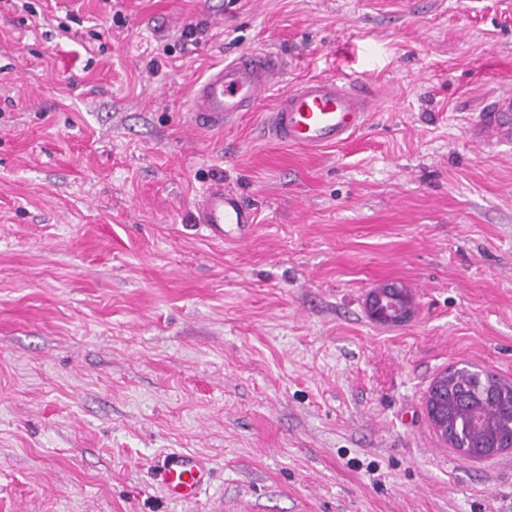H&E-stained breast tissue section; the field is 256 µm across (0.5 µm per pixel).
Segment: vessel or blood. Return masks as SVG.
Here are the masks:
<instances>
[{"mask_svg":"<svg viewBox=\"0 0 512 512\" xmlns=\"http://www.w3.org/2000/svg\"><path fill=\"white\" fill-rule=\"evenodd\" d=\"M280 72L275 55L252 50L213 66L194 89L193 123L221 128L264 102L268 109L263 127L270 139L317 150L347 143L376 107L370 89L350 75L308 78L280 91L276 88ZM468 136L484 151L512 145V96L488 102L470 123ZM196 220L219 240L225 227H232L234 240L240 242L249 238L254 224L251 208L220 185L204 192ZM157 476L169 499L185 502L209 485L211 471L196 455L172 453L159 462Z\"/></svg>","mask_w":512,"mask_h":512,"instance_id":"vessel-or-blood-1","label":"vessel or blood"}]
</instances>
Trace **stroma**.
Wrapping results in <instances>:
<instances>
[{
    "mask_svg": "<svg viewBox=\"0 0 512 512\" xmlns=\"http://www.w3.org/2000/svg\"><path fill=\"white\" fill-rule=\"evenodd\" d=\"M244 49L379 105L319 151L195 129ZM492 93L512 0H0V512H512V449L464 459L424 408L451 366L512 381V150L467 140ZM219 182L246 243L193 221ZM386 283L405 324L366 313ZM170 451L213 471L193 501ZM412 309L410 301L401 287L390 283L373 288L367 301L369 317L379 323L388 325H399L405 323ZM157 467L160 485L174 501L192 500L210 483L211 470L194 454H168Z\"/></svg>",
    "mask_w": 512,
    "mask_h": 512,
    "instance_id": "35a3bbf8",
    "label": "stroma"
}]
</instances>
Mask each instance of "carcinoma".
<instances>
[{
  "label": "carcinoma",
  "instance_id": "obj_1",
  "mask_svg": "<svg viewBox=\"0 0 512 512\" xmlns=\"http://www.w3.org/2000/svg\"><path fill=\"white\" fill-rule=\"evenodd\" d=\"M435 402L464 457L494 456L493 448L512 446V382L466 366L448 369Z\"/></svg>",
  "mask_w": 512,
  "mask_h": 512
}]
</instances>
